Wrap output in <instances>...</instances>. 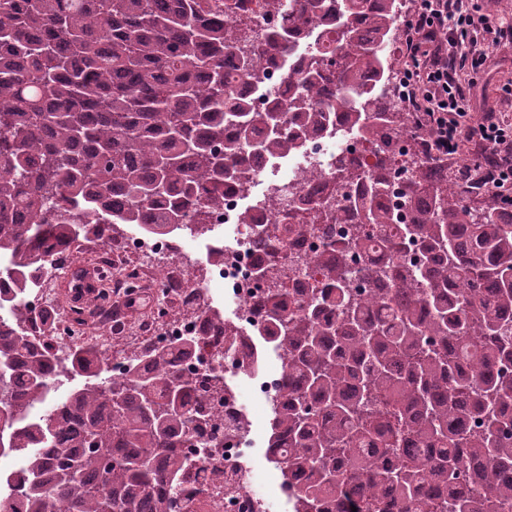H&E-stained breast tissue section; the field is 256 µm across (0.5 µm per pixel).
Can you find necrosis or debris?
Instances as JSON below:
<instances>
[{"label":"necrosis or debris","mask_w":512,"mask_h":512,"mask_svg":"<svg viewBox=\"0 0 512 512\" xmlns=\"http://www.w3.org/2000/svg\"><path fill=\"white\" fill-rule=\"evenodd\" d=\"M214 10L225 20L255 29L279 28L285 16L270 11L268 0H210ZM332 22L312 24L306 36L298 42L290 61L266 66L263 76L245 78L238 91L254 109L266 107L267 91L285 92L288 72L311 56L326 57L334 48ZM423 142L415 134L404 133L392 149L391 190L383 198V205L395 214L398 223L410 221L408 206L401 194L402 184L414 160L422 154ZM381 151L377 143L352 134L339 119H332L324 128L307 138L301 154L278 158H254L256 176L253 185L244 187L228 184L224 188L223 209L209 212V224L233 227L235 242L224 249V260L215 267L192 268L190 254L196 240L188 226L164 235L146 232L128 233L125 229L113 232L108 245L113 257L136 255L142 268L153 270L151 281L163 304H177L179 317L131 329L120 320L109 327L113 339L125 341L137 349L175 344L179 339L192 337L198 347L180 361L181 369L195 375L211 411L224 420L235 417L246 398H253L257 412L247 418L244 431L227 430L222 424L181 445L180 452L189 460V466L179 478L180 512H262L264 501L256 497L254 483H267L276 498L290 501L300 478L292 473H279L270 478L265 469L253 466L242 470L249 437L265 426L268 407L283 403L281 380L276 375H265L255 389L211 391L213 373L232 372L251 374L259 363L256 338L249 332L257 321L256 302L266 292V281L260 269L286 267L290 270L287 282L289 307L308 302L323 288L325 279L317 265L324 248H342L356 232L355 225H326L321 214L320 196H336V160L344 158L360 177H367L377 169ZM320 162L323 168L319 197L308 196L302 188V179L310 161ZM271 182L273 191L268 196H256L253 187ZM309 224L313 230L304 237L290 240L287 247L272 254L254 246L256 238H281L285 224ZM221 286L235 303L233 322L244 335L233 345L214 341L205 299L210 288ZM223 467L227 476L240 478L238 489L224 491L215 482L214 467Z\"/></svg>","instance_id":"1"}]
</instances>
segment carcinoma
Here are the masks:
<instances>
[{
	"mask_svg": "<svg viewBox=\"0 0 512 512\" xmlns=\"http://www.w3.org/2000/svg\"><path fill=\"white\" fill-rule=\"evenodd\" d=\"M400 0H274L288 27L241 50L242 29L203 0H0V455L23 460L12 512H172L185 467L180 443L202 419L179 355L154 349L149 369L112 381L109 359L78 347L68 363L18 330L29 320L30 273L87 225L105 243L118 224L163 231L204 223L224 183L253 175L250 157L296 154L330 114L387 144L409 115L366 89L388 77L385 47ZM319 17L336 20V60L315 56L290 74L288 97L251 110L224 72L237 51L250 74L288 59ZM387 169L328 216L372 234L322 259L328 283L290 312L288 269L259 301L282 358L288 406L273 413L271 459L300 474L291 512H512V214L459 198L448 167L425 155L404 185L411 222L381 204ZM426 261L399 269L408 241ZM375 251L366 278L393 287L346 289L352 254ZM324 307L336 318L320 324ZM83 384L64 400L52 383ZM288 451L277 452L280 437Z\"/></svg>",
	"mask_w": 512,
	"mask_h": 512,
	"instance_id": "1",
	"label": "carcinoma"
}]
</instances>
